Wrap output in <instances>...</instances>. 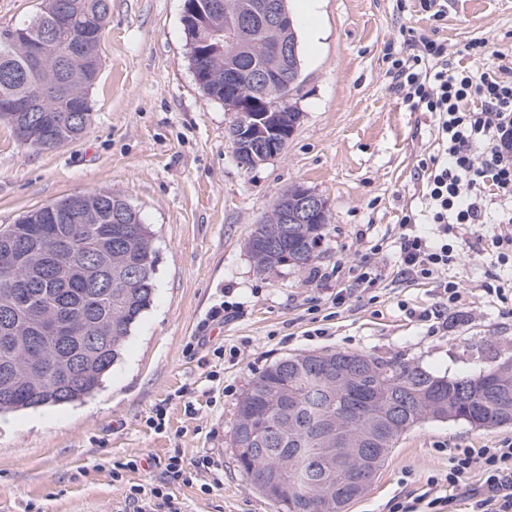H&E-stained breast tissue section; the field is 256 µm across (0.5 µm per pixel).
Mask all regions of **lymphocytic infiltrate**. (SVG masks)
Listing matches in <instances>:
<instances>
[{
    "mask_svg": "<svg viewBox=\"0 0 512 512\" xmlns=\"http://www.w3.org/2000/svg\"><path fill=\"white\" fill-rule=\"evenodd\" d=\"M403 43L387 71L390 85L410 109L435 114L439 150L420 164L429 229L420 231L415 216L405 215L394 242L401 272L434 280L442 307L463 308L464 287L446 276L460 258L448 238L477 227L503 270L494 293L505 298L512 288V60L477 73L460 67L445 42L411 35ZM493 204L500 211L495 223L488 220ZM473 471L480 483L470 488L463 479ZM458 491L472 512H512V440L456 449L446 473L430 477L423 493L395 499L390 512H449Z\"/></svg>",
    "mask_w": 512,
    "mask_h": 512,
    "instance_id": "1",
    "label": "lymphocytic infiltrate"
}]
</instances>
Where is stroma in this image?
I'll use <instances>...</instances> for the list:
<instances>
[{"label":"stroma","mask_w":512,"mask_h":512,"mask_svg":"<svg viewBox=\"0 0 512 512\" xmlns=\"http://www.w3.org/2000/svg\"><path fill=\"white\" fill-rule=\"evenodd\" d=\"M182 17L183 0H111L80 140L39 152L0 123V224L78 192L112 191L150 224L158 257L153 302L98 391L0 415V512H130L137 485L161 487L177 512H278L238 468L232 443L237 403L271 363L337 350L461 377L512 357V301L485 293L490 258L472 231L458 236L462 260L449 269L467 309L447 311V328L433 333L409 315L439 304L431 281L398 279L392 247L402 218L421 208L417 165L437 151L436 117L411 111L387 78L406 32L453 50L485 39L486 60H462L475 70L512 59V0H448L440 21L420 0H318V38L295 22L300 121L281 154L249 170L230 143L232 113L195 79ZM293 185L331 215L319 279L289 267L258 273L245 247ZM363 264L381 272L377 303L335 306ZM227 299L243 312L221 325L212 312ZM510 438L512 425L424 422L348 512H389L394 496L447 470L451 449ZM174 455L190 481L166 472ZM205 455L224 473L221 488L197 465Z\"/></svg>","instance_id":"obj_1"}]
</instances>
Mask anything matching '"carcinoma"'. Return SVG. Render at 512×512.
<instances>
[{"mask_svg": "<svg viewBox=\"0 0 512 512\" xmlns=\"http://www.w3.org/2000/svg\"><path fill=\"white\" fill-rule=\"evenodd\" d=\"M59 0H43L30 20L13 26L26 29L29 37L8 38L10 29L0 30V100L27 98L41 90L40 115L53 123L60 145L77 140L86 128L75 129L59 117L72 102H88L95 85L101 56L92 60L70 54V34L61 33L45 43L35 56L31 37L49 22ZM74 23L85 26L102 19L103 0H67ZM221 9L209 17L208 29L217 34L211 45L192 37L196 23L184 20L192 62L204 67L205 94L224 100V79L231 68L261 69L272 64L271 47L279 39L298 45L295 27L272 31L260 10L251 14L253 34L235 48L224 41L226 20L242 14L247 4L264 0H219ZM296 81L271 86L251 83L245 90L259 95L270 106L291 100ZM73 196L33 210L13 224L0 226V251L18 237L33 240L26 260L10 274L19 288L0 285V316L13 313V346H0V414L47 404L80 401L99 389L112 366L120 359L133 327L153 302L157 256L153 232L139 211L125 198L110 191L81 194V205L69 211ZM329 223L324 214L313 224H290L284 245L276 255L277 268L288 266L301 272L320 256L323 230ZM68 233L73 238L77 268L67 274L45 268L52 234ZM123 272L110 292L90 288L82 274L106 275ZM56 318L69 327L67 336H42V321ZM40 339L39 371L27 355L28 343ZM80 360L84 376L67 380L66 369ZM337 360L357 369L362 359L374 364L373 374L355 382L342 401H336L332 376L320 374L318 359ZM497 378L486 369L473 376L440 377L417 363L401 358H382L368 353L345 351L305 352L278 360L249 384L237 406L233 446L239 468L250 478L264 469L277 475L281 494L274 503L287 512H348L355 498L338 497L319 501L316 496L335 489L336 459L331 444L321 439L323 419L340 408L357 418L382 414L388 418L385 431L391 440L370 437L363 447L372 449L366 465L377 472L398 440L418 425L429 421L465 423L473 428L494 429L512 421L491 414ZM435 391L447 400L451 414L441 415L421 400Z\"/></svg>", "mask_w": 512, "mask_h": 512, "instance_id": "cac0c4a2", "label": "carcinoma"}]
</instances>
